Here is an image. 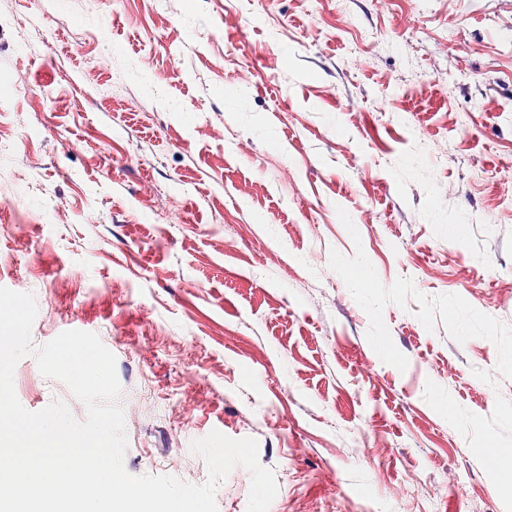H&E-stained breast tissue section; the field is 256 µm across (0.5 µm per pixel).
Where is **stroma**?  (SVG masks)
I'll return each instance as SVG.
<instances>
[{
    "label": "stroma",
    "mask_w": 512,
    "mask_h": 512,
    "mask_svg": "<svg viewBox=\"0 0 512 512\" xmlns=\"http://www.w3.org/2000/svg\"><path fill=\"white\" fill-rule=\"evenodd\" d=\"M0 136V286L115 355L129 474L512 512V0H0Z\"/></svg>",
    "instance_id": "1"
}]
</instances>
